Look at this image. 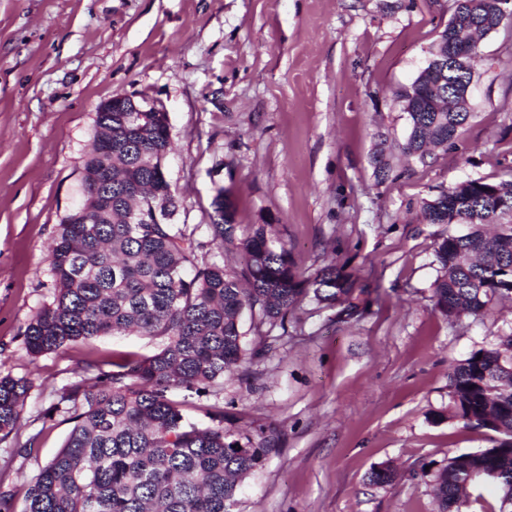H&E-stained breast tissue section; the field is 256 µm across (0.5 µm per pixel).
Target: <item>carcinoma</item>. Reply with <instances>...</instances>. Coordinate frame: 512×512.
Instances as JSON below:
<instances>
[{"instance_id":"carcinoma-1","label":"carcinoma","mask_w":512,"mask_h":512,"mask_svg":"<svg viewBox=\"0 0 512 512\" xmlns=\"http://www.w3.org/2000/svg\"><path fill=\"white\" fill-rule=\"evenodd\" d=\"M498 0H453L459 16L474 19L466 45L491 25L512 23ZM455 21L438 34L427 68L398 92L406 114L402 154L426 163L431 149L457 148L471 113L448 108V95L463 98L472 68L442 67ZM170 127L163 112H96L90 150L83 160L89 211L59 224L49 254L53 300L24 332L37 357L106 334L137 332L160 340L151 355H114L111 366L86 362L48 416L69 415L74 427L63 448L25 491L23 512H239L241 482L276 452L273 439L255 441L254 420L243 412L207 408L210 423L185 418L175 390L197 397L224 390L235 372L245 381L269 351L267 338L286 329L288 314L308 296L359 312L355 282L330 265L304 277L274 224L235 223L230 191L214 197L209 239L200 241L176 222L182 202L172 190L164 161ZM374 176H395L393 155L380 147ZM430 224H468L461 235L441 238L434 249L438 275L435 307L447 318L484 315L512 298V166L495 182L469 180L421 201ZM216 249L243 259L237 270L199 261ZM262 343L247 347L244 317ZM25 378L0 377V441L16 430L30 390ZM448 418L495 433L494 446L448 458L433 474L437 512H460L463 466L494 472L499 512H512V331L459 361L449 376ZM389 464L368 479L388 485Z\"/></svg>"}]
</instances>
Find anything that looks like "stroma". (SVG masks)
Listing matches in <instances>:
<instances>
[{
    "label": "stroma",
    "mask_w": 512,
    "mask_h": 512,
    "mask_svg": "<svg viewBox=\"0 0 512 512\" xmlns=\"http://www.w3.org/2000/svg\"><path fill=\"white\" fill-rule=\"evenodd\" d=\"M449 17L446 0H0V376L31 383L14 440L0 442V483L15 491L0 512H22L26 483L64 445L72 422L45 411L76 364L157 348L103 336L34 358L23 343L52 300L49 248L83 201L97 109L119 95L167 112L166 176L195 237L226 187L236 223L277 225L305 274L334 262L365 289L353 316L304 300L271 332L254 384L227 379L211 400L174 392L191 421L214 404L274 434L240 512H434L432 469L491 445L448 419V374L512 329V299L484 317L435 310V243L468 227L427 223L420 205L496 181L512 160L506 31L480 42L460 150L399 156L382 184L371 157L403 143L397 93ZM29 439L36 453L13 455ZM383 463L396 482L370 483Z\"/></svg>",
    "instance_id": "1"
}]
</instances>
